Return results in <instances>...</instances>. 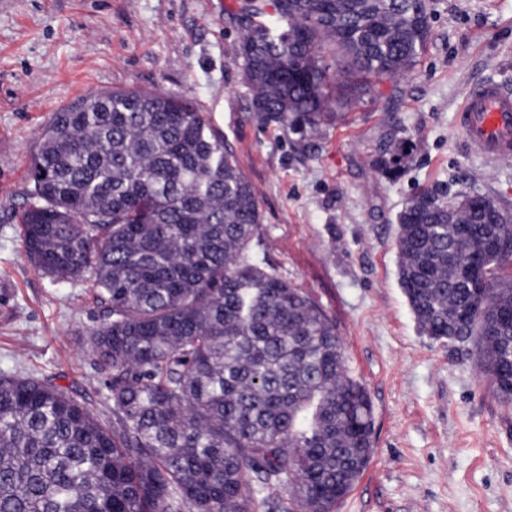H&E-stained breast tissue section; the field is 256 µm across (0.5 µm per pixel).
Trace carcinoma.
Returning a JSON list of instances; mask_svg holds the SVG:
<instances>
[{"label": "carcinoma", "mask_w": 512, "mask_h": 512, "mask_svg": "<svg viewBox=\"0 0 512 512\" xmlns=\"http://www.w3.org/2000/svg\"><path fill=\"white\" fill-rule=\"evenodd\" d=\"M235 61L261 122L311 136L343 95L410 72L427 0H240ZM20 216L34 266L83 278L100 321L85 337L112 419L51 380L0 373V512H336L373 455V407L334 324L255 256L257 194L203 115L160 92L112 91L52 114ZM422 189L397 216L398 277L422 334L474 343L500 402L512 360L456 260L470 208ZM486 303L512 306L488 264ZM282 489L291 501L264 489Z\"/></svg>", "instance_id": "obj_1"}]
</instances>
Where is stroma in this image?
<instances>
[{"label": "stroma", "mask_w": 512, "mask_h": 512, "mask_svg": "<svg viewBox=\"0 0 512 512\" xmlns=\"http://www.w3.org/2000/svg\"><path fill=\"white\" fill-rule=\"evenodd\" d=\"M428 5L414 69L302 140L253 115L233 60L237 0H0V372L51 378L111 418L85 345L98 323L88 284L39 273L19 216L53 112L101 92H164L232 146L257 193L261 257L335 323L370 397L374 454L338 512H512V406L466 348L419 333L396 249V216L420 189L512 209V160L469 153L456 125L472 83L512 88V0Z\"/></svg>", "instance_id": "obj_1"}]
</instances>
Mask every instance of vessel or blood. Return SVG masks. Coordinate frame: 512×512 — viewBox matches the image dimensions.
<instances>
[{
	"label": "vessel or blood",
	"mask_w": 512,
	"mask_h": 512,
	"mask_svg": "<svg viewBox=\"0 0 512 512\" xmlns=\"http://www.w3.org/2000/svg\"><path fill=\"white\" fill-rule=\"evenodd\" d=\"M471 153L490 160L512 159V90L491 80L471 85L456 115Z\"/></svg>",
	"instance_id": "obj_1"
}]
</instances>
